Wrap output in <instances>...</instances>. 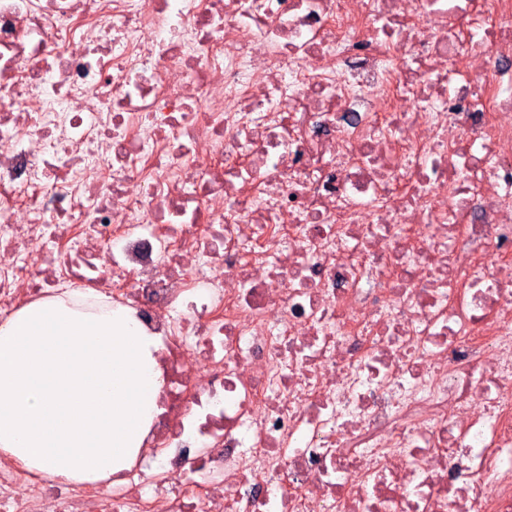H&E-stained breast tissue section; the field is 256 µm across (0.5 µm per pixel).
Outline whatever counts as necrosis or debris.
Masks as SVG:
<instances>
[{
    "label": "necrosis or debris",
    "instance_id": "1",
    "mask_svg": "<svg viewBox=\"0 0 512 512\" xmlns=\"http://www.w3.org/2000/svg\"><path fill=\"white\" fill-rule=\"evenodd\" d=\"M67 284L157 411L0 512H512V0H0V323Z\"/></svg>",
    "mask_w": 512,
    "mask_h": 512
}]
</instances>
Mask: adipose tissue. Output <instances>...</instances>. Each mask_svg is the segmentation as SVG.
Returning <instances> with one entry per match:
<instances>
[{
	"mask_svg": "<svg viewBox=\"0 0 512 512\" xmlns=\"http://www.w3.org/2000/svg\"><path fill=\"white\" fill-rule=\"evenodd\" d=\"M78 290L0 323V457L66 484L129 468L162 384L156 339L125 308Z\"/></svg>",
	"mask_w": 512,
	"mask_h": 512,
	"instance_id": "adipose-tissue-1",
	"label": "adipose tissue"
}]
</instances>
